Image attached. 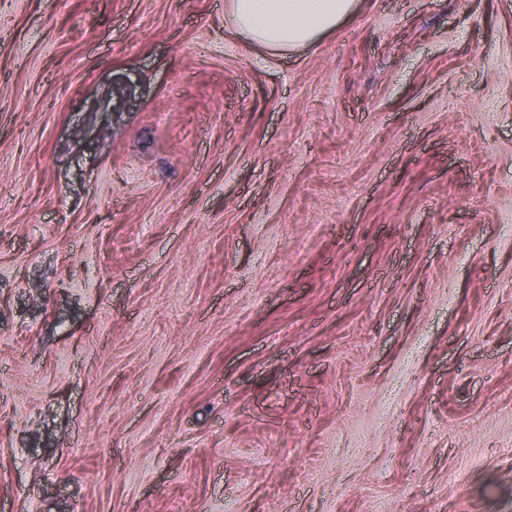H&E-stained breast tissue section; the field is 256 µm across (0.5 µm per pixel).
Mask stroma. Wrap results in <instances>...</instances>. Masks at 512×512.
<instances>
[{"instance_id": "obj_1", "label": "stroma", "mask_w": 512, "mask_h": 512, "mask_svg": "<svg viewBox=\"0 0 512 512\" xmlns=\"http://www.w3.org/2000/svg\"><path fill=\"white\" fill-rule=\"evenodd\" d=\"M0 512H512V0H0ZM357 0H226L233 30L270 54L315 44L356 9Z\"/></svg>"}]
</instances>
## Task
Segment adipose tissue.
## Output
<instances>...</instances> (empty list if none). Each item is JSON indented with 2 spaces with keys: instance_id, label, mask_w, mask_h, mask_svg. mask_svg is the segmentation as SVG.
<instances>
[{
  "instance_id": "ef3b65f1",
  "label": "adipose tissue",
  "mask_w": 512,
  "mask_h": 512,
  "mask_svg": "<svg viewBox=\"0 0 512 512\" xmlns=\"http://www.w3.org/2000/svg\"><path fill=\"white\" fill-rule=\"evenodd\" d=\"M357 0H225L233 30L272 54L315 44L356 9Z\"/></svg>"
}]
</instances>
